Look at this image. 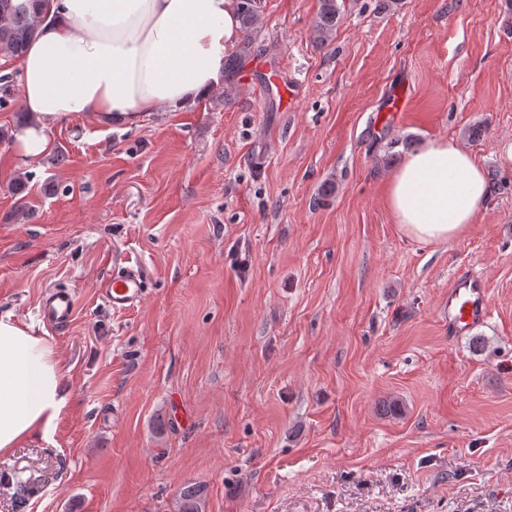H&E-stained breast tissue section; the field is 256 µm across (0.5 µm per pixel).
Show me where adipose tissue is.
<instances>
[{"mask_svg":"<svg viewBox=\"0 0 512 512\" xmlns=\"http://www.w3.org/2000/svg\"><path fill=\"white\" fill-rule=\"evenodd\" d=\"M38 34L11 70L28 121L12 151L38 162L60 122L139 126L165 107L183 109L224 78L240 38L237 0H52ZM487 194L469 151L433 140L406 156L386 204L400 229L422 242L463 236ZM68 403L53 343L13 314H0V456L47 435Z\"/></svg>","mask_w":512,"mask_h":512,"instance_id":"adipose-tissue-1","label":"adipose tissue"}]
</instances>
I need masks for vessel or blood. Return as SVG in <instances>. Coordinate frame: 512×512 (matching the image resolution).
<instances>
[{
	"instance_id": "obj_1",
	"label": "vessel or blood",
	"mask_w": 512,
	"mask_h": 512,
	"mask_svg": "<svg viewBox=\"0 0 512 512\" xmlns=\"http://www.w3.org/2000/svg\"><path fill=\"white\" fill-rule=\"evenodd\" d=\"M114 310L135 307L144 297L143 281L137 268L126 267L101 284ZM74 301L64 290L53 291L42 306L44 320L55 327L70 323ZM489 318L485 284L473 274L457 272L448 287V333L464 336L484 325Z\"/></svg>"
}]
</instances>
